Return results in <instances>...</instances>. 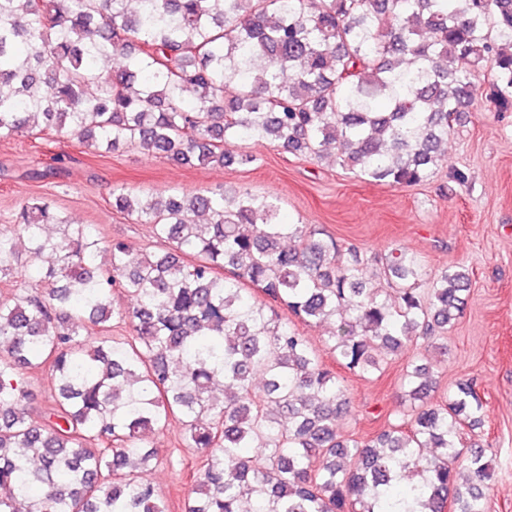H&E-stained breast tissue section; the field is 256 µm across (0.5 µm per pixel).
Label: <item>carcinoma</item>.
<instances>
[{
    "mask_svg": "<svg viewBox=\"0 0 512 512\" xmlns=\"http://www.w3.org/2000/svg\"><path fill=\"white\" fill-rule=\"evenodd\" d=\"M115 56L122 67L101 63ZM491 65L512 110V0H0V138L52 132L104 153L251 165L265 141L368 181L412 186ZM112 209L164 248L132 256L52 201L0 228V512H167L146 433L171 418L203 457L182 512H492L490 463L464 449L484 403L471 381L434 399L441 361H407L408 422L363 439L336 370L295 327L336 325V363L370 379L422 342L447 356L471 279L425 278L393 249L368 262L269 197L222 188ZM55 381L40 398L31 375Z\"/></svg>",
    "mask_w": 512,
    "mask_h": 512,
    "instance_id": "1",
    "label": "carcinoma"
}]
</instances>
